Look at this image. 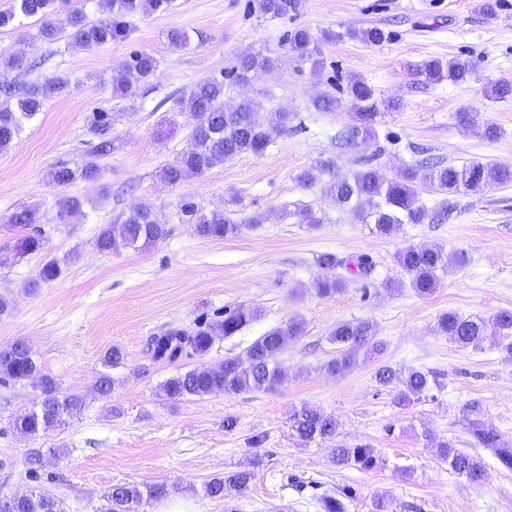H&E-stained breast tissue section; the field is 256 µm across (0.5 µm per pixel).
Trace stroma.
<instances>
[{
  "label": "stroma",
  "mask_w": 512,
  "mask_h": 512,
  "mask_svg": "<svg viewBox=\"0 0 512 512\" xmlns=\"http://www.w3.org/2000/svg\"><path fill=\"white\" fill-rule=\"evenodd\" d=\"M495 2L494 13L486 14L481 0H298L288 16L271 17L260 12L258 0H175L168 12L135 17L128 40L92 51L62 41L34 43L36 17H19L14 27L0 30V52L23 51L42 62L24 73L0 71V82L19 89L59 75L71 82L69 94L49 100L0 152V299L9 304L0 316V350L24 340L42 372L64 393L83 399L65 425L32 438L14 430L12 421L39 401V388L31 381H0V495L34 488L63 500L66 512H96L112 485L130 483L164 486L167 496L190 502L197 512H318V495L348 488V512H370L378 496L387 512H512V469L475 445L470 433L477 421L512 446V357L490 343L460 347L436 331L439 316L451 310L474 319L512 311V186L481 194L423 193L434 220L381 237L320 186L297 180L329 158L340 173L368 161L390 179L424 160L512 167V97L487 95L492 83L512 84V0ZM372 26L388 32L386 43L321 44L317 77L298 69L282 46L284 33L296 27L317 36L327 28ZM173 28L190 33L188 48L169 46ZM135 50L153 54L159 67L132 110L98 80ZM258 51L274 56V67L248 85L230 79L238 58ZM456 57L474 65L467 81L428 82L416 74L427 60ZM222 72L227 106L253 98L263 104V122L276 123L279 113L291 112L299 123L263 155H243L202 177L168 184L161 169L186 147L191 123L188 113L173 111V101ZM351 77L396 104L373 138L358 145L339 139L349 120L344 110L312 107L314 97L335 93ZM97 107L110 112L117 145L100 161L99 184H54V167L80 165L89 154L86 118ZM460 112L496 124L499 139L489 142L462 129ZM164 121L170 134L161 141L156 130ZM66 196L82 197L85 204L82 214L63 223L58 202ZM186 200L206 213L230 205L234 220L259 215L264 222L235 237L203 238L181 219ZM300 205L322 216L317 229L292 217ZM24 206L37 213L47 253L65 263L60 278L38 288L30 282L40 258L18 256L26 230L7 221ZM136 207L165 222L167 237L147 251H97L101 225ZM434 244L464 253L466 261L449 265L436 292L423 299L408 288L395 256L410 245ZM323 252L368 256L372 272L352 278L342 293L316 295L309 283ZM390 281L399 289H387ZM237 307L255 310L256 320L216 341L206 355L152 360L153 337L171 328L193 329ZM295 317L305 319L306 331L288 339L280 354L284 378L275 391L181 400L160 392V383L177 371L220 365ZM356 320L372 324L381 355L328 374L323 366L338 351L333 329ZM113 346L122 348L125 360L112 371L110 396L102 397L94 383ZM383 364L428 372L439 386L431 397L398 405L394 391L374 379ZM305 404L335 417L334 443L306 442L292 431L289 417ZM229 416L237 421L231 431L224 427ZM432 435L479 458L483 484L473 486L440 461L428 441ZM335 443L368 445L383 463L371 471L337 467ZM33 448L59 453L50 475L37 481L27 474ZM257 454L264 463L244 494L230 500L205 496L208 480L248 467Z\"/></svg>",
  "instance_id": "1"
}]
</instances>
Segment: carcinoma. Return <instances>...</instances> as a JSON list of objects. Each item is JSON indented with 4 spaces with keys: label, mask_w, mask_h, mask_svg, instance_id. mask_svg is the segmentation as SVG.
<instances>
[{
    "label": "carcinoma",
    "mask_w": 512,
    "mask_h": 512,
    "mask_svg": "<svg viewBox=\"0 0 512 512\" xmlns=\"http://www.w3.org/2000/svg\"><path fill=\"white\" fill-rule=\"evenodd\" d=\"M55 0H18L19 10H0V30L14 25L16 12L27 17H40L42 23L33 36L36 43L53 44L61 41L63 30L49 16L53 13ZM102 16L91 18L82 7L73 9L68 17L70 44L77 49H92L113 41H124L131 35V19L137 14L167 12L173 0H99ZM259 10L264 14L285 16L296 8V0H259ZM346 38H356L370 45H379L389 39V34L379 27L345 30L325 29L320 36L308 30L294 28L288 31L284 46L298 67L310 66L312 73L321 69L316 58L318 44L333 43ZM168 43L174 49H185L191 44L190 34L179 28L168 32ZM274 59L261 51L242 56L234 67L235 81L246 83L260 72L273 67ZM4 70H23L32 67L24 53L13 52L0 57ZM158 60L144 51H134L121 68L112 73L110 87L112 97L119 98L136 107L141 85L155 75ZM473 73L467 59L456 58L448 62L433 59L425 62L419 74L427 80L444 77L452 82H463ZM70 80L60 76L52 80L32 84L21 90L4 82L0 84V150L8 149L22 129L23 123L35 117L45 103L70 92ZM318 112H334L340 108L348 110L351 123L344 133L345 141L352 145L372 137L375 126L381 119L383 103L375 90L360 79L352 78L340 95L324 93L313 100ZM260 102L247 99L230 111L224 107V76H210L195 83L188 93L176 98L173 109L187 112L192 119V129L187 147L162 169L163 179L171 184H181L200 177L217 165L229 162L241 155L260 156L275 141L282 125L294 119L288 112L280 113V125H267L259 118ZM457 122L471 128L476 135L487 141L499 138L500 128L493 123L481 126L474 124L469 113L457 115ZM87 134L91 137L93 150L83 164L70 168L61 164L50 171L51 181L59 186L76 180L95 182L100 177L99 159L112 154V121L110 115L95 109L87 117ZM304 186L322 184L324 193L352 213L381 236H389L403 224H424L430 217L427 207L420 201V191L455 195L460 193H483L512 184V168L473 160L462 165L411 166L399 180H390L372 165H367L349 176L337 172L329 161H322L310 170L296 176ZM83 203L77 197H68L59 203L58 217L65 223L82 211ZM181 212L188 217L194 232L204 238L222 240L239 235L254 224L263 223V218L253 216L246 224H240L219 210L205 213L196 204L188 201L181 205ZM167 236L166 224L147 209L128 213L121 222L104 224L96 237V247L101 252L113 251L120 246L138 251L154 247ZM45 239L36 230L24 236L18 244V254H41ZM398 265L409 276V287L420 297L434 293L439 285V272L447 270L448 264L460 263L464 258L449 256L443 247L433 245L417 248L407 247L397 256ZM315 263L319 273L311 283L320 296H332L345 289L349 279L339 273L344 269L348 275H368L372 271L369 257L360 255L347 259L332 252L319 254ZM63 273L60 262L49 259L41 264L31 281V287L58 279ZM257 313L247 308H237L224 313V318L200 322L196 328L185 330L172 328L153 338L150 345L155 361L175 362L191 353L203 355L213 343L233 336L256 319ZM438 331L462 347H478L491 336L495 343L512 356V311L502 310L491 319H470L448 311L438 319ZM305 332V321L293 318L283 326H276L255 339L247 349L236 356L224 359L216 368L195 367L180 372L160 386L171 399L187 396L232 395L242 391H269L282 380L278 364L286 342L293 336ZM372 335V325L364 321L342 322L332 332V340L341 348L340 356L330 360L326 368L336 372L354 363L361 348ZM0 373L9 378L38 380L43 400L37 408L14 420V427L29 436H37L58 425L64 416L81 407L82 400L76 396H59L55 379L42 373L25 342L18 340L8 350L0 351ZM376 382L396 391L398 403L419 400L432 390L429 374L420 370L403 371L391 366H382L375 375ZM292 430L305 441H328L336 436V421L320 410L303 406L290 417ZM474 442L493 450L499 463L512 469V448L501 443L500 435L492 428L474 423L471 427ZM439 459L448 464L456 474L464 476L474 486L485 479V469L480 460L456 448L449 440H432ZM58 453L54 448H33L29 452V477L54 466ZM336 465L354 466L361 470H372L379 465L375 450L358 444L351 448L338 445L334 448ZM254 471L240 470L228 475L211 478L205 484V494L211 499L224 500L230 493H242L248 489ZM165 494V487L154 485L141 491L136 485L116 484L106 495L105 504L99 512H138L137 507L146 499H157ZM351 493L324 494L318 499L321 512H348ZM10 512H64L56 498L31 492L14 498Z\"/></svg>",
    "instance_id": "1"
}]
</instances>
